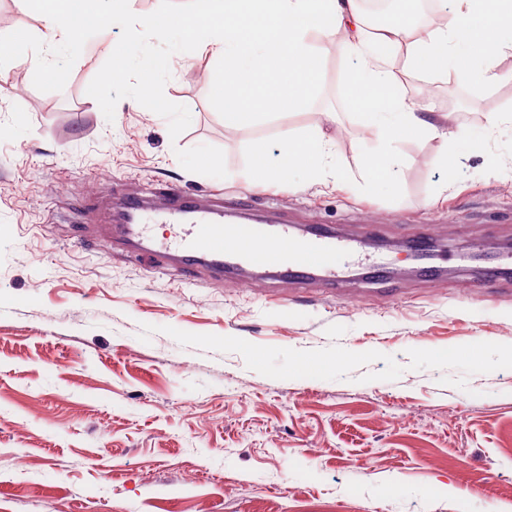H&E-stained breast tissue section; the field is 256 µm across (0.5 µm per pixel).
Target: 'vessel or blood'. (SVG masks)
Wrapping results in <instances>:
<instances>
[{
    "instance_id": "obj_1",
    "label": "vessel or blood",
    "mask_w": 512,
    "mask_h": 512,
    "mask_svg": "<svg viewBox=\"0 0 512 512\" xmlns=\"http://www.w3.org/2000/svg\"><path fill=\"white\" fill-rule=\"evenodd\" d=\"M152 224L169 225V238H149ZM100 231L133 257L151 252L177 268H206L219 280L268 275L284 285L313 279L338 283L339 266L358 243L357 237L332 229L298 231L284 216L264 224H232L219 205L172 187L158 189L150 200L123 196L119 223L101 225Z\"/></svg>"
}]
</instances>
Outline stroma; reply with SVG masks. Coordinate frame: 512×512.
I'll list each match as a JSON object with an SVG mask.
<instances>
[{
    "label": "stroma",
    "mask_w": 512,
    "mask_h": 512,
    "mask_svg": "<svg viewBox=\"0 0 512 512\" xmlns=\"http://www.w3.org/2000/svg\"><path fill=\"white\" fill-rule=\"evenodd\" d=\"M89 38L62 91L34 60L0 97V512H502L512 507V278L470 284L480 244L512 239V123L464 141L396 144L390 186L363 187L365 120L344 95L349 63L322 42L307 110L225 127L211 67L170 59L166 97L190 127L125 98L106 120L86 89L118 41ZM392 66L407 97L458 130L512 112V57L484 87ZM325 128L349 177L248 186L251 147L278 169L282 132ZM207 153L216 172L194 166ZM447 165H439L440 155ZM172 184L224 206L287 212L359 235L339 288H254L128 260L98 236L112 193ZM437 240L442 277L401 244Z\"/></svg>",
    "instance_id": "35a3bbf8"
}]
</instances>
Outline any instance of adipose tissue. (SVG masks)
I'll return each instance as SVG.
<instances>
[{"label":"adipose tissue","mask_w":512,"mask_h":512,"mask_svg":"<svg viewBox=\"0 0 512 512\" xmlns=\"http://www.w3.org/2000/svg\"><path fill=\"white\" fill-rule=\"evenodd\" d=\"M450 2L441 26L419 23L405 9L373 31L363 21L359 0H192L186 11L159 8L148 25L217 60L208 96L230 128L253 126L274 112L304 110L321 79L317 41L342 37L345 55L355 62L346 100L364 116L367 135L378 139L364 157L366 184L374 188L395 177L392 143L438 133L423 117V104L405 95L390 65L398 48H406L412 68L483 85L499 82V64L512 56V0ZM281 154L280 167L269 172L264 144H254V185L287 181L296 164L315 179L339 164L331 138L320 131L283 135Z\"/></svg>","instance_id":"ef3b65f1"}]
</instances>
